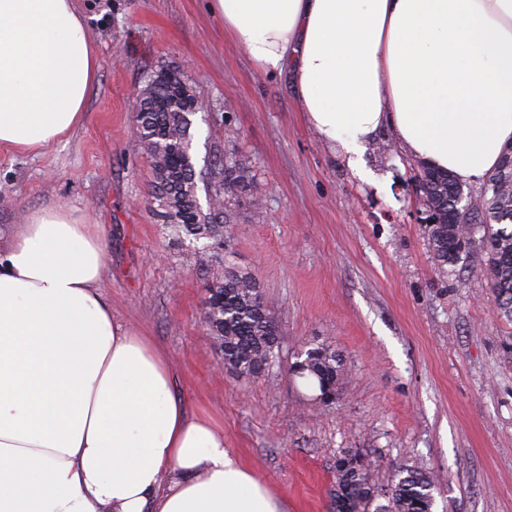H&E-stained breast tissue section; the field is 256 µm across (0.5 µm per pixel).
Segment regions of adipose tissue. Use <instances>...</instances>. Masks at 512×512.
<instances>
[{"instance_id":"1","label":"adipose tissue","mask_w":512,"mask_h":512,"mask_svg":"<svg viewBox=\"0 0 512 512\" xmlns=\"http://www.w3.org/2000/svg\"><path fill=\"white\" fill-rule=\"evenodd\" d=\"M264 73L358 167L383 127L482 181L512 142V0H210ZM98 60L76 0H0V148L81 125ZM103 231L63 204L0 250V512H288L190 414L165 352L113 316Z\"/></svg>"}]
</instances>
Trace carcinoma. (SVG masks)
Segmentation results:
<instances>
[{
	"instance_id": "cac0c4a2",
	"label": "carcinoma",
	"mask_w": 512,
	"mask_h": 512,
	"mask_svg": "<svg viewBox=\"0 0 512 512\" xmlns=\"http://www.w3.org/2000/svg\"><path fill=\"white\" fill-rule=\"evenodd\" d=\"M197 98L196 88L167 70L152 75L142 92L141 111L136 115L138 138L154 172L148 205L172 239L189 243L194 251L224 266V276L206 288L204 321L224 365L242 376L259 378L277 358L279 329L256 278L227 265L231 216L224 203L246 191L247 184L239 167L221 166L214 172L210 190L215 203L202 208L190 133ZM423 183L422 196L441 217V223L427 225L435 265L445 269L480 242L486 256L482 272L496 309L512 322V185L488 183L482 210L459 224L455 203L462 193L461 183L434 170L423 177ZM294 367L296 376L314 380L320 391L328 384L340 386L348 375L336 350L324 342L310 344ZM435 490L433 479L411 468L399 470L391 484L382 488L371 477L370 463L345 450L339 453L331 499L333 512H432ZM380 498L385 503H377Z\"/></svg>"
}]
</instances>
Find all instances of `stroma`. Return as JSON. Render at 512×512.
I'll return each instance as SVG.
<instances>
[{
    "label": "stroma",
    "instance_id": "obj_1",
    "mask_svg": "<svg viewBox=\"0 0 512 512\" xmlns=\"http://www.w3.org/2000/svg\"><path fill=\"white\" fill-rule=\"evenodd\" d=\"M76 4L98 59L85 119L42 154L0 148V248L40 207L101 225L113 315L165 351L189 412L223 426L288 512H333L345 449L383 487L402 467L434 475L432 512H512V323L494 310L481 247L435 265L419 161L385 131L360 170L348 167L305 122L290 79L259 70L207 0ZM173 68L199 91V186L222 161L249 181L227 204L233 261L259 282L281 341L279 366L258 379L225 366L202 319L205 285L223 268L198 266L146 204L153 174L131 104ZM315 342L348 371L327 406L290 372Z\"/></svg>",
    "mask_w": 512,
    "mask_h": 512
}]
</instances>
